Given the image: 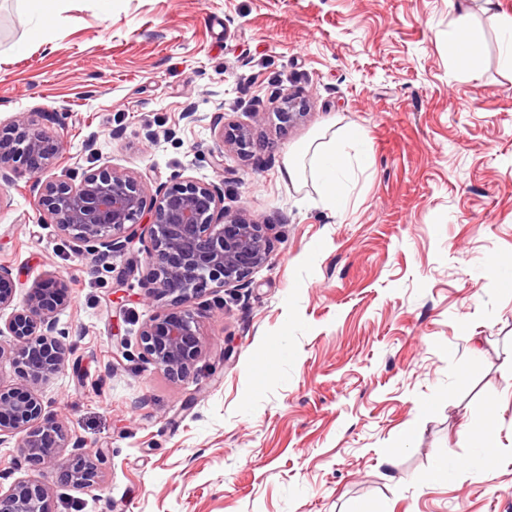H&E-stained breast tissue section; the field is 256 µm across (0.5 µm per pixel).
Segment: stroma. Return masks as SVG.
<instances>
[{"label": "stroma", "instance_id": "1", "mask_svg": "<svg viewBox=\"0 0 512 512\" xmlns=\"http://www.w3.org/2000/svg\"><path fill=\"white\" fill-rule=\"evenodd\" d=\"M497 2L473 13L486 41L467 80L449 0H56L44 19L0 0V122L59 146L0 184V264L18 305L45 275L69 286L55 319L74 353L32 390L102 469L91 491L41 471L57 512H512V0ZM288 95L306 114L285 124ZM228 124L250 129L249 157L219 152ZM328 127L373 161L349 172L342 213L280 178ZM93 171L141 180L148 206L215 184L273 227L243 285L192 300L187 376L141 356L142 327L170 309L142 245L100 262L39 205L40 182ZM487 412L490 476L461 434ZM447 453L459 468L432 481Z\"/></svg>", "mask_w": 512, "mask_h": 512}]
</instances>
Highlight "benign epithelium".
Segmentation results:
<instances>
[{"mask_svg": "<svg viewBox=\"0 0 512 512\" xmlns=\"http://www.w3.org/2000/svg\"><path fill=\"white\" fill-rule=\"evenodd\" d=\"M303 111L304 105L288 96L277 115L288 123ZM221 141L220 166L224 152L247 156L253 147L250 131L237 125L222 129ZM57 155L54 140L24 120L0 125V181L10 182L9 171L17 164L42 173ZM39 202L58 230L84 251L111 257L127 251L136 239L148 243L149 294L167 298L183 310L159 314L145 324L141 348L146 360L174 377L186 376L201 353L195 313L186 304L211 286L239 285L270 256L272 225L245 222L224 209V190L215 184L166 186L147 213L136 178L94 172L77 183L45 181ZM68 302L65 280L49 275L36 281L17 306L11 269L0 265V312L11 310L0 324V337H11L10 359L19 380L16 387H0V445L5 435H21L17 469L23 460L36 467L72 447L69 457L58 464L59 480L89 490L100 481L97 463L81 451L79 442H69L66 430L26 388L31 381L59 373L71 355V345L54 317ZM0 512H56L53 489L36 478L19 477L8 488L0 487Z\"/></svg>", "mask_w": 512, "mask_h": 512, "instance_id": "1", "label": "benign epithelium"}]
</instances>
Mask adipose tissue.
Returning <instances> with one entry per match:
<instances>
[{
	"mask_svg": "<svg viewBox=\"0 0 512 512\" xmlns=\"http://www.w3.org/2000/svg\"><path fill=\"white\" fill-rule=\"evenodd\" d=\"M458 34V50L468 61L467 77H476L484 43V31L472 21L468 12L458 13L455 20ZM349 141L341 135H331L329 140H313L302 149L286 158L282 176L285 180L298 183L305 178L320 182L324 191L325 203L335 212H344L347 208L341 179L344 177L350 161H357L360 168H368L371 155L368 148H361L357 155H350Z\"/></svg>",
	"mask_w": 512,
	"mask_h": 512,
	"instance_id": "obj_1",
	"label": "adipose tissue"
}]
</instances>
